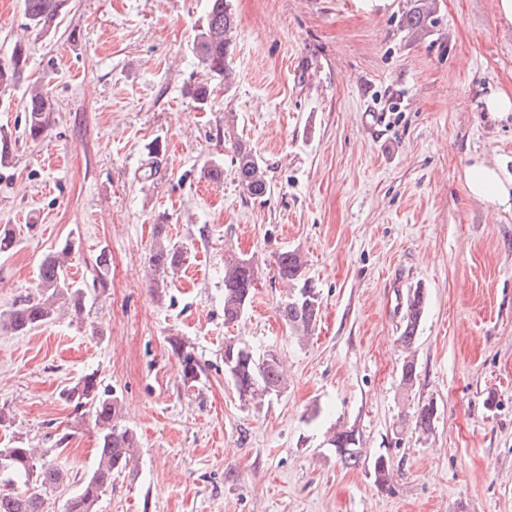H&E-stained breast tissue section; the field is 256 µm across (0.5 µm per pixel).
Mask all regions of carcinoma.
I'll list each match as a JSON object with an SVG mask.
<instances>
[{
    "label": "carcinoma",
    "mask_w": 512,
    "mask_h": 512,
    "mask_svg": "<svg viewBox=\"0 0 512 512\" xmlns=\"http://www.w3.org/2000/svg\"><path fill=\"white\" fill-rule=\"evenodd\" d=\"M207 11L194 36L193 53L210 78L218 77L229 84L232 71L227 55L233 43L236 22L228 0H207ZM64 0H24V13L29 27L48 32L57 25ZM434 22L431 0H419L415 10L406 14L405 23L411 30H419ZM26 61L25 46L18 42L12 52L11 64L0 65V90L6 91L21 78ZM52 101L35 81L25 99V125L31 139L39 138L48 128ZM236 174L240 185L254 200L270 194L271 188L260 158L246 144L232 143ZM189 247L185 243L163 238V225H158L157 241L149 261L153 267L154 287H167V278L175 274L186 260ZM75 258L74 240L65 239L58 248L44 256L39 265L38 281L32 294L0 310V330L14 335H25L36 327L58 319L63 311L79 321L84 310V292L68 277V267ZM280 279L289 287L288 297L280 307L283 319L293 328L307 333L316 322L320 310L319 292L303 278L304 261L295 251H284L276 258ZM257 281V267L250 258L229 257L224 261V321L232 323L250 302ZM424 314L423 292L413 291L407 299L403 328L398 338L407 355L401 366L402 387L411 389L417 379L416 363L412 354L419 326ZM182 367L183 379L194 381L199 373L198 363L190 350L179 339L172 344ZM226 373L239 397L255 407L279 392L285 382L282 363L275 353L257 355L248 346L229 340L224 343ZM63 399L74 410L93 417L98 428L99 456L93 470L81 481L69 497L67 512H97V503L103 491L112 484L113 474H122L134 466L138 439L134 432L118 422V401L107 390H100L96 374L89 373L62 392ZM437 408L433 402L422 404L416 410L415 428L421 434L434 429ZM330 446L347 465L356 466L361 460L359 439L351 429L332 430ZM375 481L383 487L388 482L389 463L383 456L372 462ZM69 481L68 473L50 458L24 446L20 440L0 448V512H44L48 494Z\"/></svg>",
    "instance_id": "1"
}]
</instances>
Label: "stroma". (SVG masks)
<instances>
[{
  "label": "stroma",
  "instance_id": "1",
  "mask_svg": "<svg viewBox=\"0 0 512 512\" xmlns=\"http://www.w3.org/2000/svg\"><path fill=\"white\" fill-rule=\"evenodd\" d=\"M497 0H435L436 23L403 24L415 0H230L231 86L188 88L205 73L192 53L206 0H66L56 30L26 29L23 0H0V63L27 46L22 80L0 92V310L32 293L40 261L75 238L70 274L82 322L62 316L16 336L0 331V405L17 438L52 449L64 512L94 468L98 433L61 393L96 373L139 438L138 465L112 481L98 512H512V206L470 196L475 161L512 178V24ZM54 102L39 139L21 103L32 82ZM261 157L264 199L240 186L224 140ZM165 154L143 180L152 144ZM224 180L207 179L208 163ZM188 243L185 264L155 293L156 225ZM301 253L321 299L308 335L278 307L288 295L275 260ZM106 254V287L93 264ZM253 258L254 297L224 321V257ZM424 293L414 344L418 377L400 385L406 298ZM201 371L184 382L171 344ZM275 351L287 370L261 409L240 401L224 342ZM434 401L432 433L415 431ZM356 431L364 460L345 465L331 427ZM385 456L391 480L371 468Z\"/></svg>",
  "mask_w": 512,
  "mask_h": 512
}]
</instances>
